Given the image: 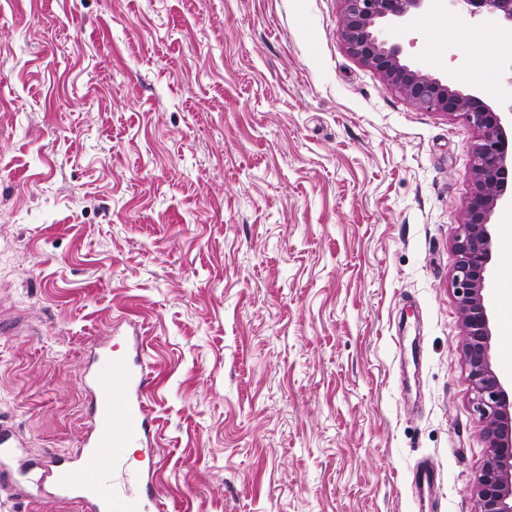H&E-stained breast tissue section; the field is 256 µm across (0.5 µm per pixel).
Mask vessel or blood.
Listing matches in <instances>:
<instances>
[{
    "instance_id": "vessel-or-blood-1",
    "label": "vessel or blood",
    "mask_w": 512,
    "mask_h": 512,
    "mask_svg": "<svg viewBox=\"0 0 512 512\" xmlns=\"http://www.w3.org/2000/svg\"><path fill=\"white\" fill-rule=\"evenodd\" d=\"M94 363L95 426L86 450L67 459L48 456L43 472L60 497L79 504L82 512H141V498L152 491L155 471H131L128 456L130 449L148 443L152 431L144 402L150 381L135 356L103 350ZM410 483L420 500H431L437 472L421 462Z\"/></svg>"
}]
</instances>
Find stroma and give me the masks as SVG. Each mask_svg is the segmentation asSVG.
<instances>
[{"instance_id":"35a3bbf8","label":"stroma","mask_w":512,"mask_h":512,"mask_svg":"<svg viewBox=\"0 0 512 512\" xmlns=\"http://www.w3.org/2000/svg\"><path fill=\"white\" fill-rule=\"evenodd\" d=\"M341 0H0V512H79L96 345L139 346L141 512H474L451 277L474 129L353 57ZM501 25L430 0L404 58L512 110ZM512 270L490 280L512 378ZM409 480L420 500L429 503L437 483V471L424 461L413 468Z\"/></svg>"}]
</instances>
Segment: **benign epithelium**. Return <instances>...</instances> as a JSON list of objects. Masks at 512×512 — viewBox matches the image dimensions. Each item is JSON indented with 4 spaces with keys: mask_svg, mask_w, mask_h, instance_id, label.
I'll use <instances>...</instances> for the list:
<instances>
[{
    "mask_svg": "<svg viewBox=\"0 0 512 512\" xmlns=\"http://www.w3.org/2000/svg\"><path fill=\"white\" fill-rule=\"evenodd\" d=\"M428 0H342L340 37L348 52L378 72L410 103L426 111L458 113L481 132L473 145L474 186L455 242L458 255L452 278L464 317L463 346L473 404L485 422L487 460L472 487L475 512H512V396L493 366L490 328V263L495 240L490 220L508 202L505 175L512 148L500 113L480 98L453 87L402 58L388 30L407 25ZM473 16L488 13L512 28V0H449Z\"/></svg>",
    "mask_w": 512,
    "mask_h": 512,
    "instance_id": "benign-epithelium-1",
    "label": "benign epithelium"
}]
</instances>
